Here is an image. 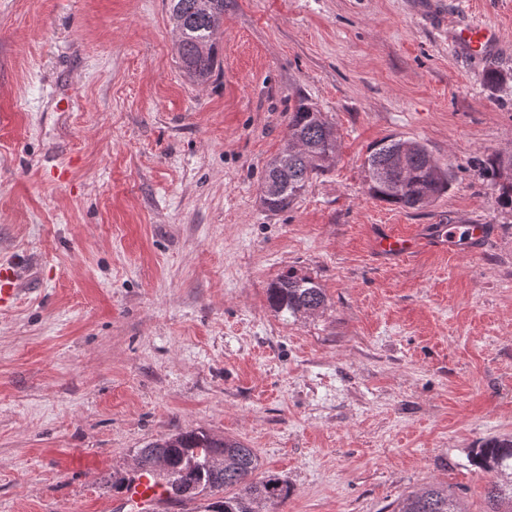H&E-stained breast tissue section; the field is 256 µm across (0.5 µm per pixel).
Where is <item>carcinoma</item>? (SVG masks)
<instances>
[{"instance_id":"carcinoma-1","label":"carcinoma","mask_w":512,"mask_h":512,"mask_svg":"<svg viewBox=\"0 0 512 512\" xmlns=\"http://www.w3.org/2000/svg\"><path fill=\"white\" fill-rule=\"evenodd\" d=\"M226 0H168L171 20L179 23L176 41L183 74L198 85L213 75L218 62L217 32L224 21ZM337 150L336 134L326 113L299 94L288 113V164L273 158L260 182L263 204L271 211L290 208L314 177L327 171ZM368 195L376 200L417 209L448 193L454 173L433 157L423 143L387 138L365 162ZM512 168V156L487 163L481 176L495 180ZM267 300L279 316L314 315L326 305L323 288L289 269L267 288ZM475 464L491 475L486 488L489 512H512V438L483 441ZM135 466L158 472L169 498L177 502L208 501L206 512H266L291 493L277 474L259 479L254 450L230 438L195 429L148 443L136 452ZM395 512H467L442 485L429 484L404 498Z\"/></svg>"}]
</instances>
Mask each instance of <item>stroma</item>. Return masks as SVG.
Masks as SVG:
<instances>
[{
  "label": "stroma",
  "instance_id": "1",
  "mask_svg": "<svg viewBox=\"0 0 512 512\" xmlns=\"http://www.w3.org/2000/svg\"><path fill=\"white\" fill-rule=\"evenodd\" d=\"M496 27L490 55L451 30ZM220 67L179 68L164 0H0V512H133L135 452L191 429L253 448L275 512H391L429 483L485 512L480 441L512 436V0H227ZM500 79L490 84L487 71ZM338 150L292 208L259 184L297 94ZM387 137L448 165V194L371 198ZM448 224L490 239L437 246ZM418 238L380 258L379 232ZM322 312L282 320L287 269ZM26 257H15L13 262L0 265V308L10 305L20 290ZM267 300L271 309L283 319L314 315L326 305L323 288L307 276H299L288 269L267 288Z\"/></svg>",
  "mask_w": 512,
  "mask_h": 512
}]
</instances>
